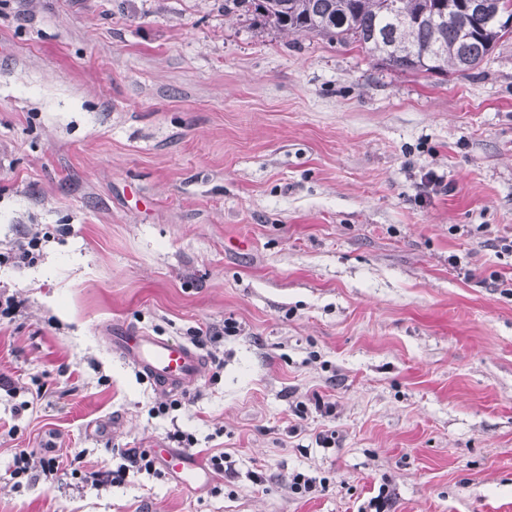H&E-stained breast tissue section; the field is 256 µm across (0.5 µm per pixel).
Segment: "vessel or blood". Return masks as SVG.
Listing matches in <instances>:
<instances>
[{"label": "vessel or blood", "mask_w": 512, "mask_h": 512, "mask_svg": "<svg viewBox=\"0 0 512 512\" xmlns=\"http://www.w3.org/2000/svg\"><path fill=\"white\" fill-rule=\"evenodd\" d=\"M108 341L115 354L133 365L160 390L178 392L195 384L206 359L188 343L147 330L120 325ZM159 466L184 488L204 491L211 485V472L186 450L158 448L154 451Z\"/></svg>", "instance_id": "b4317fda"}]
</instances>
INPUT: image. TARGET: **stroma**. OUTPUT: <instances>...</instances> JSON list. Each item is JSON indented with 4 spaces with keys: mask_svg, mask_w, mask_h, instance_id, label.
Here are the masks:
<instances>
[{
    "mask_svg": "<svg viewBox=\"0 0 512 512\" xmlns=\"http://www.w3.org/2000/svg\"><path fill=\"white\" fill-rule=\"evenodd\" d=\"M30 226L0 512H512V38L443 77L224 0H0V249ZM122 324L224 335L157 414ZM177 430L231 471L92 487ZM15 475H28L30 472H41L46 477L58 471V462L55 458H46L37 453L26 450L20 451L13 459Z\"/></svg>",
    "mask_w": 512,
    "mask_h": 512,
    "instance_id": "stroma-1",
    "label": "stroma"
}]
</instances>
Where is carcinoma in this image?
I'll return each mask as SVG.
<instances>
[{"label":"carcinoma","mask_w":512,"mask_h":512,"mask_svg":"<svg viewBox=\"0 0 512 512\" xmlns=\"http://www.w3.org/2000/svg\"><path fill=\"white\" fill-rule=\"evenodd\" d=\"M470 0H224L285 36L358 44L391 68L448 76L477 68L512 29L464 26Z\"/></svg>","instance_id":"cac0c4a2"}]
</instances>
